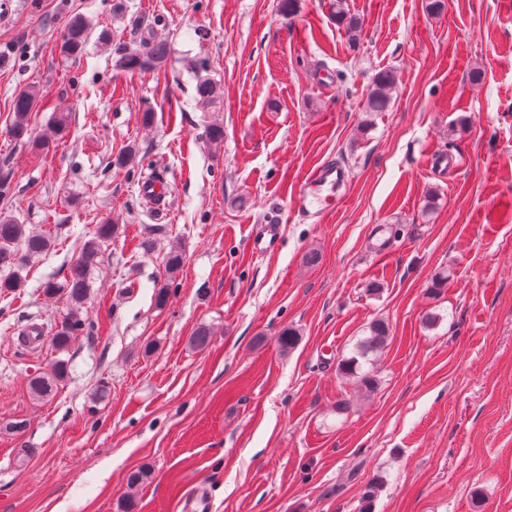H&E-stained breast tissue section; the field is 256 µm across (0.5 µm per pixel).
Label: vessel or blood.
Returning <instances> with one entry per match:
<instances>
[{
  "mask_svg": "<svg viewBox=\"0 0 512 512\" xmlns=\"http://www.w3.org/2000/svg\"><path fill=\"white\" fill-rule=\"evenodd\" d=\"M349 180L345 167L333 162H323L312 168L301 181L292 196V203L302 217L323 218L334 210L340 190ZM170 192V184L162 175L145 179L140 193L147 200L164 199ZM280 239V227L266 225L264 231L248 240L251 254L267 256L276 252Z\"/></svg>",
  "mask_w": 512,
  "mask_h": 512,
  "instance_id": "vessel-or-blood-1",
  "label": "vessel or blood"
}]
</instances>
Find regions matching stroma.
Masks as SVG:
<instances>
[{
  "label": "stroma",
  "mask_w": 512,
  "mask_h": 512,
  "mask_svg": "<svg viewBox=\"0 0 512 512\" xmlns=\"http://www.w3.org/2000/svg\"><path fill=\"white\" fill-rule=\"evenodd\" d=\"M427 2L347 0L353 45L329 0L289 18L279 0H0V215L52 241L0 295V512H179L199 486L212 512H512V0H445L438 16ZM75 15L93 33L66 57ZM159 39L164 77L115 69L116 47ZM199 57L221 89L206 112ZM387 69L391 103L366 114ZM29 84L42 103L18 141L12 101ZM57 112L69 127L41 149ZM131 145L135 164L114 167ZM435 153L457 166L430 167ZM326 160L351 182L317 223L290 197ZM158 169L172 187L156 206L140 184ZM108 221L86 328L57 351L70 305L43 284ZM269 223L280 246L254 258L248 238ZM147 236L145 255L133 240ZM377 319L389 338L368 393L337 363ZM202 326L211 342L192 348ZM288 328L300 340L285 352ZM60 359L67 377L36 399L30 379Z\"/></svg>",
  "instance_id": "obj_1"
}]
</instances>
